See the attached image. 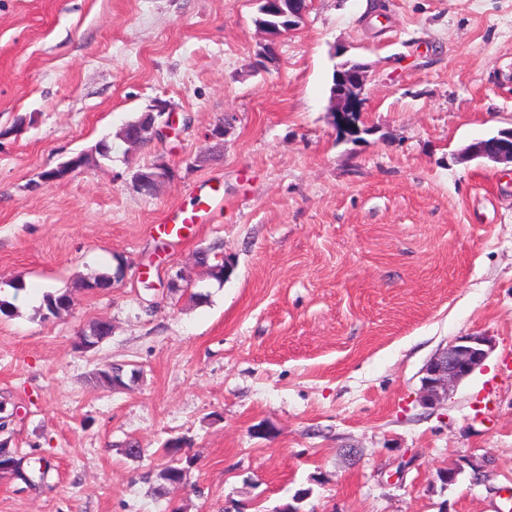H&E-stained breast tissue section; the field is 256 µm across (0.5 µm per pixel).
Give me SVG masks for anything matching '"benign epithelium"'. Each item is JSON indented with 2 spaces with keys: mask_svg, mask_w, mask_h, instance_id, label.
<instances>
[{
  "mask_svg": "<svg viewBox=\"0 0 512 512\" xmlns=\"http://www.w3.org/2000/svg\"><path fill=\"white\" fill-rule=\"evenodd\" d=\"M259 13L266 17L260 29L267 36L259 51L266 60L276 58L278 39L294 30L304 20L309 6L301 0H257ZM339 84L333 87V113L339 118L355 110L367 82V65L362 64L353 70L338 69ZM171 107L161 101L149 110L155 121L145 128L151 136L157 138L167 132L170 126ZM468 157H486L495 163L512 165V130L503 132L490 143L476 141L467 149ZM172 175L170 169L155 163L145 167L134 177L137 190L144 195H151L156 188ZM492 341L487 336L470 334L462 336L453 344L436 352L422 369V401L425 405H436L448 397V392L456 384L468 378L488 357Z\"/></svg>",
  "mask_w": 512,
  "mask_h": 512,
  "instance_id": "obj_1",
  "label": "benign epithelium"
}]
</instances>
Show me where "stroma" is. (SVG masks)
<instances>
[{
	"instance_id": "stroma-1",
	"label": "stroma",
	"mask_w": 512,
	"mask_h": 512,
	"mask_svg": "<svg viewBox=\"0 0 512 512\" xmlns=\"http://www.w3.org/2000/svg\"><path fill=\"white\" fill-rule=\"evenodd\" d=\"M370 4L312 0L262 64L254 0H0V440L49 463L0 478V512H512V167L462 158L512 128V0ZM348 60L368 66L355 138L330 110ZM159 100L171 133L128 149ZM103 139L111 159L42 181ZM158 162L171 180L138 193ZM209 185L210 223L149 231ZM121 261L110 291L77 289ZM96 319L112 334L80 352ZM472 333L483 366L424 407L422 369ZM112 363L139 379L98 385ZM173 438L186 484L144 483ZM172 175L170 169L163 163H154L145 167L134 177L137 190L144 195H152L156 188ZM212 251L213 248L199 250L196 254V262L205 269L209 277L223 282L232 274L234 270L233 264L224 257L220 261L215 262V260L211 259ZM72 299L70 292H46L43 295L42 305L38 309L43 319H48L49 316L56 317L60 315L61 311H67L66 302ZM55 309V311H53Z\"/></svg>"
}]
</instances>
